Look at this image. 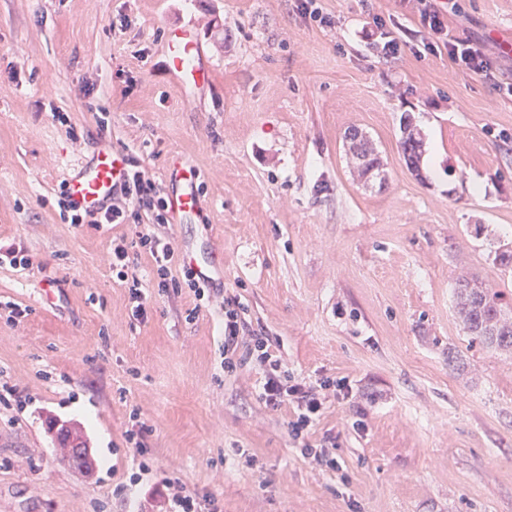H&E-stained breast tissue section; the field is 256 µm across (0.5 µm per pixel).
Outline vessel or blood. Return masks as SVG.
<instances>
[{"instance_id":"obj_1","label":"vessel or blood","mask_w":512,"mask_h":512,"mask_svg":"<svg viewBox=\"0 0 512 512\" xmlns=\"http://www.w3.org/2000/svg\"><path fill=\"white\" fill-rule=\"evenodd\" d=\"M164 54L170 72L181 87L209 83L211 72L200 64L203 47L195 27L188 25L169 29ZM65 168L68 190L73 199L83 209L96 211L111 198L113 187L121 181L125 156L106 143L92 158L71 156L66 160ZM169 178L179 184L169 198L171 210L180 222H187L201 208L200 172L186 157L176 154L171 158Z\"/></svg>"}]
</instances>
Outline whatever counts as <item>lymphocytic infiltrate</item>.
Segmentation results:
<instances>
[{
  "label": "lymphocytic infiltrate",
  "mask_w": 512,
  "mask_h": 512,
  "mask_svg": "<svg viewBox=\"0 0 512 512\" xmlns=\"http://www.w3.org/2000/svg\"><path fill=\"white\" fill-rule=\"evenodd\" d=\"M421 23L431 36L428 50L445 48L451 61L472 73L490 74L493 66L480 45L448 36V27L443 13L426 5L420 12ZM122 200L93 213L81 210L68 194H60L58 207L64 219L72 224H123L128 219V208L134 207L149 212L154 223L166 224L170 221L167 198L157 193L154 183L147 178L139 166L128 168L119 186ZM146 252L156 264L158 288H168L172 273L170 264L174 258L171 243L155 233H136L134 238L120 237L112 246L110 266L112 276L127 288L132 303L131 316L137 321L147 317L148 298L142 290V281L131 253ZM245 311L235 299L224 302V370L236 372L244 365H252L260 374L259 397L265 406L278 411L291 408L287 422L288 434L301 446L302 455L319 470H335L339 467L336 457L337 443L333 436H326L318 442H311V430L319 418L324 404L330 397L349 395L350 387L345 379L322 378L306 382L289 371L288 363L282 354L275 351L268 337L246 336Z\"/></svg>",
  "instance_id": "obj_1"
}]
</instances>
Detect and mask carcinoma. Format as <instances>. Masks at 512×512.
Here are the masks:
<instances>
[{"label":"carcinoma","instance_id":"obj_1","mask_svg":"<svg viewBox=\"0 0 512 512\" xmlns=\"http://www.w3.org/2000/svg\"><path fill=\"white\" fill-rule=\"evenodd\" d=\"M409 128L408 119H403L401 149L405 160L417 167L421 154H407L412 142ZM455 295L469 346L478 345L512 354V305L502 302L501 293L461 278L456 284ZM58 435L63 446L69 448L66 456L68 464L86 466L88 460L83 457L86 442L82 437L66 428L59 429Z\"/></svg>","mask_w":512,"mask_h":512}]
</instances>
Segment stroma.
<instances>
[{
    "label": "stroma",
    "instance_id": "35a3bbf8",
    "mask_svg": "<svg viewBox=\"0 0 512 512\" xmlns=\"http://www.w3.org/2000/svg\"><path fill=\"white\" fill-rule=\"evenodd\" d=\"M298 4L0 0V247L32 260L0 267V384L26 395L0 408V512H159L170 476L223 512H512V358L468 347L454 295L466 276L512 297L495 260L512 245V0H434L452 35L482 45L488 76L423 51L420 0H321L329 27ZM192 23L214 82L189 101L163 42ZM408 114L424 139L416 174L400 147ZM353 130L384 185L353 167ZM105 139L165 197L170 155L196 163L200 212L160 233L177 267L222 252L215 297L159 291L144 253L150 304L132 319L107 255L150 215L75 226L57 205L65 158ZM227 297L297 378L349 382L311 434L337 437L339 470L302 456L254 368L225 373ZM134 412L153 460L136 481ZM50 417L82 430L91 472L63 463Z\"/></svg>",
    "mask_w": 512,
    "mask_h": 512
}]
</instances>
